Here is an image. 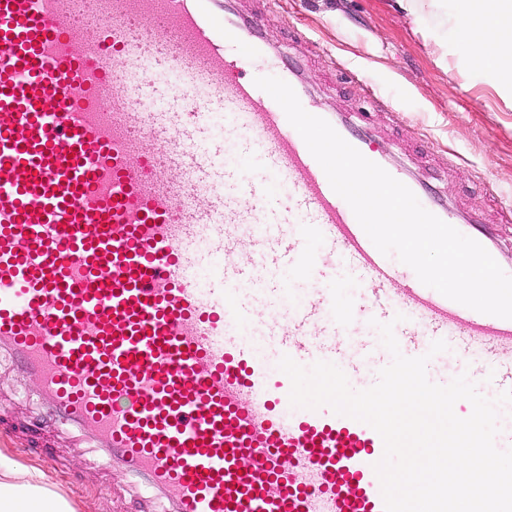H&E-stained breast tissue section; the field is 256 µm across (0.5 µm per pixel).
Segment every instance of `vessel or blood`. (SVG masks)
Segmentation results:
<instances>
[{"label":"vessel or blood","instance_id":"1","mask_svg":"<svg viewBox=\"0 0 512 512\" xmlns=\"http://www.w3.org/2000/svg\"><path fill=\"white\" fill-rule=\"evenodd\" d=\"M241 48L304 97L231 0H0V344L62 421L93 432L105 466L162 489L169 512H384L380 435L291 406L289 377L248 339L256 308L285 310L287 329H269L277 355L343 359L362 389L365 357L344 343L373 319L394 322L403 355L441 339L471 381L512 389V319L383 255L282 108L239 74ZM324 118L496 254V231L374 148L369 114ZM228 133L288 184L287 202L227 162ZM343 270L358 283L347 305Z\"/></svg>","mask_w":512,"mask_h":512}]
</instances>
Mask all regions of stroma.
Masks as SVG:
<instances>
[{
    "label": "stroma",
    "instance_id": "stroma-1",
    "mask_svg": "<svg viewBox=\"0 0 512 512\" xmlns=\"http://www.w3.org/2000/svg\"><path fill=\"white\" fill-rule=\"evenodd\" d=\"M261 39L300 69L315 111H377L379 149L429 189L497 223L512 204V109L496 79L473 72L425 19L398 0H233ZM348 73L337 70V63ZM374 98H366L365 88ZM400 115L391 122L389 113ZM492 184L485 194L484 184ZM0 450L71 493L77 512H167L159 492H132L120 467L104 469L90 432L63 423L36 378L0 347Z\"/></svg>",
    "mask_w": 512,
    "mask_h": 512
}]
</instances>
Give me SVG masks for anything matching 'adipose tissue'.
Here are the masks:
<instances>
[{
    "instance_id": "1",
    "label": "adipose tissue",
    "mask_w": 512,
    "mask_h": 512,
    "mask_svg": "<svg viewBox=\"0 0 512 512\" xmlns=\"http://www.w3.org/2000/svg\"><path fill=\"white\" fill-rule=\"evenodd\" d=\"M446 35L466 49L475 69L496 77L512 103V0H455ZM0 512H75L35 467L0 452Z\"/></svg>"
}]
</instances>
